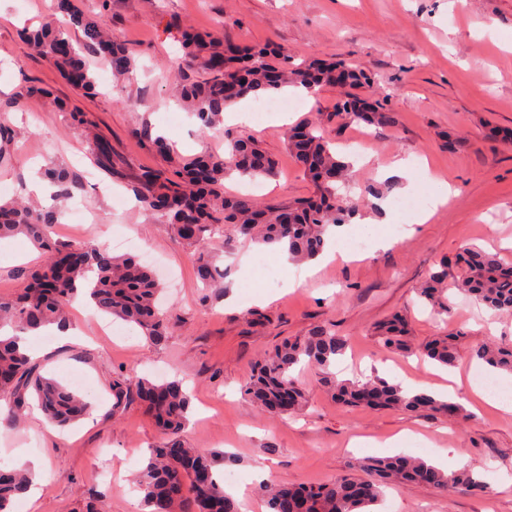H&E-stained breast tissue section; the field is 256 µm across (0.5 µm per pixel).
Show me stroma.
I'll list each match as a JSON object with an SVG mask.
<instances>
[{
  "label": "stroma",
  "instance_id": "stroma-1",
  "mask_svg": "<svg viewBox=\"0 0 512 512\" xmlns=\"http://www.w3.org/2000/svg\"><path fill=\"white\" fill-rule=\"evenodd\" d=\"M90 16H103L113 35L133 50L137 72L111 85V69L89 56L98 92L86 94L36 55L19 36L50 11V0H0V99L21 97L23 108L9 114L14 130L4 143L9 162L0 168V199L26 188L49 163L82 175L85 201L97 214L95 224L72 223L62 214L52 238H85L113 255L138 248L153 254L167 289L163 308L170 332L160 344L124 322L108 321L73 303L69 319L79 330L67 343L57 336L30 337L42 374L64 381L87 378L97 415L67 428L28 410L19 426L0 424V465L20 456L40 458L42 495L37 512H89L104 501L108 512H141L132 478L157 441L154 421L137 398L112 408V382L140 377L180 379L191 395L185 439L204 452H225L235 463L221 466L230 494L245 492L243 512H265L260 480L316 485L349 473L353 460L385 457L381 443L409 429L415 436L405 450L427 447V462L457 449L462 465L490 471L491 490L471 496L442 494L423 484L386 489L376 512H512V412L465 403L464 419L446 421L399 411L347 408L324 391L316 366L295 370L306 403L292 418L272 415L254 404L244 385L254 363L283 339L309 335L333 325L347 348L342 379L360 375L362 363H392L422 384L439 380L436 366L387 348L374 326L393 315L405 317L414 344L448 334L457 339L456 369L476 375L483 365L472 349L487 340L512 344V317L498 316L457 292L451 310L437 316L422 308L416 287L447 262L456 274L457 257L470 247L501 252L499 241L512 238V0H85ZM493 33H486V25ZM212 31L223 27L226 41L288 49L295 60H345L370 74L377 95L388 98L394 117L389 128L368 127L336 117L341 90L318 88L314 102L297 109L298 120L325 114L323 134L353 160L363 179L384 185L380 167L409 160L413 188L396 180L387 199L358 201V217L376 218L394 244L351 262H331L300 288H284L255 270L254 244L231 233L206 236L204 246L225 270L224 294L200 280L191 260L192 246L136 207L127 191L143 169L164 170L167 158L136 135L142 125L165 130L179 152L220 153L224 137L255 140L273 158L276 173L257 184L227 182L230 193H249L261 204L285 203L314 191L288 151L286 129L258 119L253 126L219 124L200 132L194 118L173 119L174 67L181 54L183 27ZM81 111L94 121L112 148V169L94 165L93 145L83 127L67 119ZM454 194L428 223L414 233L395 234L399 224H415L437 180ZM405 201L396 212L391 200ZM43 260L41 250L24 238L0 240V298L16 299L28 274ZM268 293L259 301L256 290ZM111 323V335L102 332ZM366 446L350 447L352 437Z\"/></svg>",
  "mask_w": 512,
  "mask_h": 512
}]
</instances>
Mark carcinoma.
I'll use <instances>...</instances> for the list:
<instances>
[{
    "label": "carcinoma",
    "mask_w": 512,
    "mask_h": 512,
    "mask_svg": "<svg viewBox=\"0 0 512 512\" xmlns=\"http://www.w3.org/2000/svg\"><path fill=\"white\" fill-rule=\"evenodd\" d=\"M81 2L56 0V13L80 29L83 48L110 61L116 80L128 78L134 72L132 51L114 39L103 19L85 14ZM24 36L39 55L54 62L63 76L86 92H93L91 72L55 19L25 31ZM182 49L184 55L175 63L180 97L203 132L223 121L225 107L247 96L260 97L288 85L312 89L324 82L352 89L337 106L336 116L382 127L394 124L384 101L369 100L358 93L371 85V79L343 61L296 65L285 49L241 47L193 30L183 34ZM139 138L168 155L171 173L143 171L132 184L134 196L145 210L160 217V223L169 225L178 238L191 244L204 240L207 232L228 229L256 243H285L290 259L305 262L323 252L329 228L347 223L353 215L337 194V185L355 179L353 166L319 134L312 120L288 128L286 139L291 155L314 183L316 192L288 205L260 206L248 195L224 191L225 179L234 173L252 180L275 174L274 160L248 137L226 139L222 157L205 152L191 159L179 155L170 142L146 124L139 130ZM46 176L57 186L54 197L58 199L71 200L84 194V181L65 169L51 168ZM58 218L53 207L19 200L0 203V239L24 236L45 256L43 266L29 275L31 284L19 299H0V325L13 330L11 336L0 335V398L8 402L5 419L9 424L24 410L28 393L35 397L47 419L60 426L78 421L91 409L87 395L56 378L42 376L25 346L26 337L33 332L65 322L80 291L89 293L99 311L131 324L151 341H160L167 330L159 309L162 281L157 273L135 256L115 257L88 241L50 238L47 229L58 223ZM194 260L203 281L224 289L223 274L205 249H197ZM461 261L463 272L453 281L454 288L496 314H512V260L470 248ZM418 297L432 310L448 313L447 265L429 275ZM376 333L388 347L409 349L406 323L400 317L381 323ZM345 347V340L327 327L286 341L255 365L245 394L274 413L294 410L301 404L303 392L292 370L308 362L321 368V381L328 391L352 406L401 408L440 418L463 416L456 403L424 393H406L382 378L364 382L337 379L331 367ZM424 354L451 366L456 360V339L437 337L424 347ZM472 356L496 370L512 372L511 347L483 344L473 350ZM134 387L137 397L147 403L160 435L158 445L135 478L143 512H238L217 474V460L226 463L230 457L204 453L182 439L190 408L182 385L176 380L160 383L139 378ZM127 394L126 381L112 382V412L121 408ZM356 468L365 472L366 478L350 474L306 486L304 499L292 485H265L268 508L270 512H364L378 501L384 485L398 482L422 483L441 493L455 489L470 495L483 494L489 488V482L471 469L446 473L407 454L362 460ZM29 486L30 475L25 469H0V512H11L13 500Z\"/></svg>",
    "instance_id": "1"
}]
</instances>
